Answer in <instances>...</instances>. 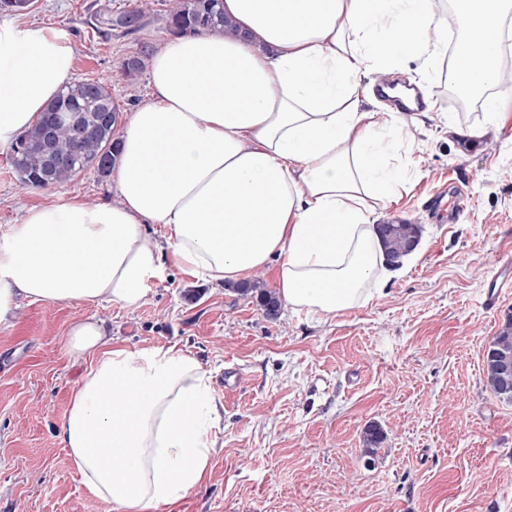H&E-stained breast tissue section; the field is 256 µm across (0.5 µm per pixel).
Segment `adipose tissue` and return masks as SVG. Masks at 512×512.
<instances>
[{"label":"adipose tissue","instance_id":"obj_1","mask_svg":"<svg viewBox=\"0 0 512 512\" xmlns=\"http://www.w3.org/2000/svg\"><path fill=\"white\" fill-rule=\"evenodd\" d=\"M230 30L168 37L151 96L131 112L114 172L117 198L29 208L0 230V324L33 303L134 310L168 265L221 284L272 271L294 314L333 317L386 287L372 215L402 182L392 159L423 113L364 112L366 70L403 59L436 78L449 51L431 37L437 0H223ZM507 0H462L490 36L483 66L466 45L455 79L494 82ZM75 52L58 29L0 24V145L68 84ZM69 359L89 365L56 439L88 499L159 512L210 471L222 415L199 361L162 346L113 343L102 321L68 328Z\"/></svg>","mask_w":512,"mask_h":512}]
</instances>
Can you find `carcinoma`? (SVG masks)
<instances>
[{"mask_svg": "<svg viewBox=\"0 0 512 512\" xmlns=\"http://www.w3.org/2000/svg\"><path fill=\"white\" fill-rule=\"evenodd\" d=\"M144 5L107 15L102 23L113 30L131 34L141 27ZM167 30L178 28L193 33L224 31L229 21L219 0H170L166 14ZM149 53L145 48L126 59L122 65L123 74L137 78L146 66ZM77 105L82 120L89 132L76 140L67 124L62 123L56 129L57 151L67 158L62 166L49 167L43 155L42 138L45 127L52 116L65 108ZM122 111L119 103L112 97L109 86L96 80L76 81L64 89L46 106L36 123L24 131L11 145V163L21 183L29 188L42 189L64 184L77 177L83 171L94 168L103 175L110 174L117 158V114ZM110 113L107 121H101V114ZM417 224H396L390 233L382 236L387 256L396 261L406 255L409 239L419 236ZM243 295L257 293V306L263 315L271 320L278 318L280 304L274 292L260 286V283H247L238 289ZM490 349L495 356L484 358L487 384L493 393L501 398L500 365L498 356L505 354L512 358V316L509 315L495 336Z\"/></svg>", "mask_w": 512, "mask_h": 512, "instance_id": "obj_1", "label": "carcinoma"}]
</instances>
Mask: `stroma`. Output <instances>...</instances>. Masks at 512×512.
<instances>
[{
  "instance_id": "1",
  "label": "stroma",
  "mask_w": 512,
  "mask_h": 512,
  "mask_svg": "<svg viewBox=\"0 0 512 512\" xmlns=\"http://www.w3.org/2000/svg\"><path fill=\"white\" fill-rule=\"evenodd\" d=\"M138 0H33L17 22L63 30L76 55L75 79L110 85L125 112L150 97L149 78L128 80L126 57L166 36L164 0L138 32H93L100 10ZM393 81L428 88L434 118L411 129L397 199L377 210L420 225L415 260L387 293L325 321L281 311L267 320L233 285L170 268L147 302L130 312L111 304L21 302L0 325V512H112L87 499L55 431L82 365L65 354L78 318L97 317L113 342L135 349L173 346L210 373L222 421L210 475L164 512H512V403L489 389L483 357L506 316L512 291L494 307L488 284L512 264V118L483 136L450 132L460 106L416 62ZM466 184L457 223L440 224L427 202L449 183ZM115 191L89 169L47 189L21 185L0 146V227L25 208ZM383 441L367 452L364 432Z\"/></svg>"
}]
</instances>
